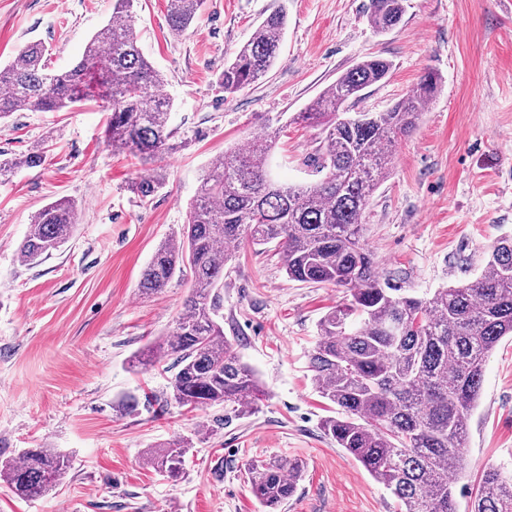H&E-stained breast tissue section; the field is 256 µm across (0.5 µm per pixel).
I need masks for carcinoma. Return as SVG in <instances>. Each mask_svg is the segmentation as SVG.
<instances>
[{
    "label": "carcinoma",
    "instance_id": "1",
    "mask_svg": "<svg viewBox=\"0 0 512 512\" xmlns=\"http://www.w3.org/2000/svg\"><path fill=\"white\" fill-rule=\"evenodd\" d=\"M135 0H114L112 16L88 41L82 59L48 72V47L31 41L0 68V119L15 112H59L81 101L88 77L100 72L112 114L106 141L142 162L175 153L169 127L172 103L164 79L138 46ZM201 0H168L172 32H185ZM405 0H370L368 20L378 34L395 29ZM286 28L269 14L232 60L218 83L233 94L254 85L276 63ZM391 63L366 57L329 85L294 120L316 126L321 140L313 159L321 178L279 183L268 170L276 130L267 127L245 149L224 151L204 171L180 235L161 243L142 271L138 288L149 296L174 278L191 276V289L166 337L137 356L146 368L160 356L174 359L171 400L203 409L222 404L239 417L267 390L224 336V268L243 241L278 246L288 278L328 284L347 292L344 303L318 325L310 367L320 396L337 407L321 431L400 502L401 512H457L454 476L463 470L468 421L477 406L487 358L512 336V235L498 238L471 282L420 298L391 288L378 273L363 224L364 211L392 171L393 146L417 128L437 94L440 78L427 71L416 88L385 112H352L368 87L389 74ZM44 162L36 149L0 158V180ZM165 184L154 175L131 190L145 202ZM77 206L51 202L32 217L17 250L35 264L72 237ZM190 443L179 440L144 454L151 466L175 477ZM68 456L55 448H28L0 461V483L36 499L64 483ZM252 495L268 509L295 495L304 474L299 459L274 456L247 463ZM468 512H512V473L486 469Z\"/></svg>",
    "mask_w": 512,
    "mask_h": 512
}]
</instances>
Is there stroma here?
Wrapping results in <instances>:
<instances>
[{"instance_id": "35a3bbf8", "label": "stroma", "mask_w": 512, "mask_h": 512, "mask_svg": "<svg viewBox=\"0 0 512 512\" xmlns=\"http://www.w3.org/2000/svg\"><path fill=\"white\" fill-rule=\"evenodd\" d=\"M369 0H203L176 35L168 0H137L135 31L172 101L182 147L142 164L105 142L109 113L98 74L87 97L61 112L22 111L0 120V152L43 147L41 166L0 182V456L58 449L72 469L63 485L25 501L0 485V512H266L250 492L245 463L302 459L305 473L280 512H400L396 499L320 429L334 408L319 396L309 353L319 320L345 291L288 280L274 245L244 243L224 269V334L265 384L257 409L171 400L172 359L147 369L133 354L168 334L189 285L141 295L158 245L177 234L205 167L246 147L277 120L271 169L283 183L311 182L306 159L319 132L291 123L367 56L392 69L366 89L357 112H383L425 71L440 78L416 132L396 144L393 173L364 212L378 270L417 296L473 280L493 243L512 234V12L501 0H407L401 24L375 33ZM113 0H0V66L26 43L50 48V70L77 62L112 15ZM287 25L279 59L254 86L224 93L225 62L272 12ZM150 201L129 191L154 174ZM68 198L78 207L70 241L35 265L16 249L30 219ZM139 399L123 408L126 396ZM190 440L178 479L143 460L152 447ZM512 472V339L490 354L468 424L458 512H467L484 469Z\"/></svg>"}]
</instances>
